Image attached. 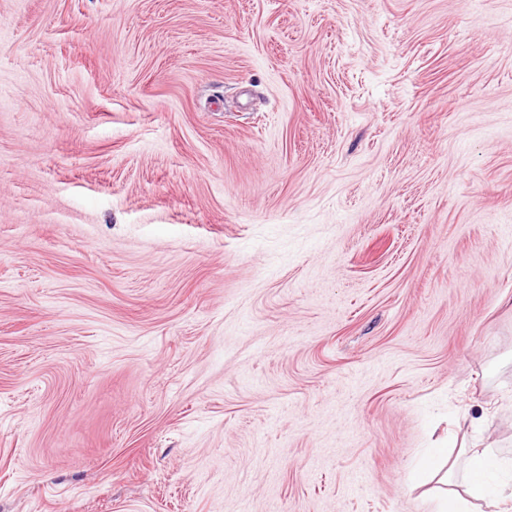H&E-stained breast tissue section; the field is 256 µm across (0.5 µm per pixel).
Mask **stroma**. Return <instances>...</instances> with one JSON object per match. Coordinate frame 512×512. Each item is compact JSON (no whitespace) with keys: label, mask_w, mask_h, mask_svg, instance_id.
<instances>
[{"label":"stroma","mask_w":512,"mask_h":512,"mask_svg":"<svg viewBox=\"0 0 512 512\" xmlns=\"http://www.w3.org/2000/svg\"><path fill=\"white\" fill-rule=\"evenodd\" d=\"M512 457V0H0V512H431ZM448 465L443 478L448 483V476L453 472L454 463H451L445 448H435L432 454L426 459L421 469L412 478L415 487L427 484L438 476Z\"/></svg>","instance_id":"35a3bbf8"}]
</instances>
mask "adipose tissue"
Segmentation results:
<instances>
[{
    "mask_svg": "<svg viewBox=\"0 0 512 512\" xmlns=\"http://www.w3.org/2000/svg\"><path fill=\"white\" fill-rule=\"evenodd\" d=\"M463 492L437 496L434 512H474L477 502L496 498L512 500V459L494 457L488 449L469 448L464 452Z\"/></svg>",
    "mask_w": 512,
    "mask_h": 512,
    "instance_id": "1",
    "label": "adipose tissue"
}]
</instances>
